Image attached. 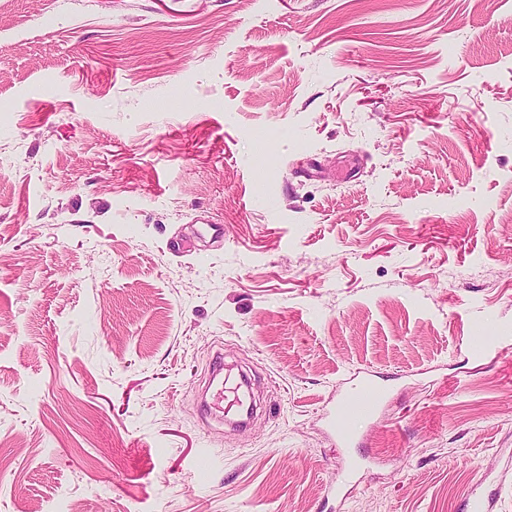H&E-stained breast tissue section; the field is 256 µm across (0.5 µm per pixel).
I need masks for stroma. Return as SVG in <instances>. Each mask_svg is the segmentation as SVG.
<instances>
[{
	"label": "stroma",
	"instance_id": "35a3bbf8",
	"mask_svg": "<svg viewBox=\"0 0 512 512\" xmlns=\"http://www.w3.org/2000/svg\"><path fill=\"white\" fill-rule=\"evenodd\" d=\"M511 458L512 0H0V512H512ZM243 381L231 375V369H225L224 380L221 386L214 390L210 401L204 403V411L211 414L213 411L222 412L225 422L232 426H242L246 423L244 412L248 418V408L245 410V402L242 393ZM339 397L328 412L330 424L342 447L350 446L358 435L357 427L377 420L378 413L389 398V391L372 375L356 372L342 383Z\"/></svg>",
	"mask_w": 512,
	"mask_h": 512
}]
</instances>
